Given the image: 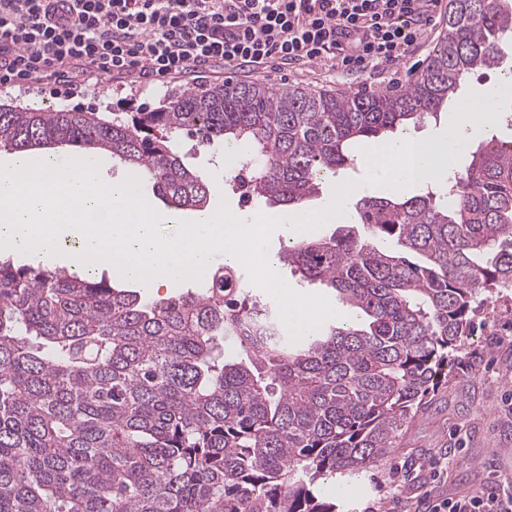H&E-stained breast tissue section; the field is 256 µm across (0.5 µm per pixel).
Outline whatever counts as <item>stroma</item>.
<instances>
[{
  "mask_svg": "<svg viewBox=\"0 0 512 512\" xmlns=\"http://www.w3.org/2000/svg\"><path fill=\"white\" fill-rule=\"evenodd\" d=\"M447 4H440L423 45L399 65L356 77L321 64L297 69L269 65L259 81L274 86L298 85L319 91L361 93L408 84L421 72L434 46L448 35ZM192 77L163 78L148 84L91 80L84 95L52 94L49 86L1 88L0 101L96 112L112 119L117 112H137L160 106L168 95L194 88ZM185 163L209 180V205L227 202L244 213L277 215L276 204L256 206L242 201L230 181L215 179L220 153L182 139ZM479 308L469 336L448 367V382L431 396L404 428L396 448L362 475L325 482L336 512H390L393 500L403 505L420 498L455 497L473 493L490 482L512 478V288L479 294ZM448 457L446 474L416 470L415 461Z\"/></svg>",
  "mask_w": 512,
  "mask_h": 512,
  "instance_id": "stroma-1",
  "label": "stroma"
}]
</instances>
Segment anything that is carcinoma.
I'll list each match as a JSON object with an SVG mask.
<instances>
[{
  "mask_svg": "<svg viewBox=\"0 0 512 512\" xmlns=\"http://www.w3.org/2000/svg\"><path fill=\"white\" fill-rule=\"evenodd\" d=\"M448 38L414 83L378 93L229 82L146 112L0 103V153L57 146L139 174L175 210L208 182L174 148L233 146L261 165L244 197L294 208L359 146L438 117L496 68L512 0H449ZM446 187L361 196L360 230L278 254L364 325L290 341L235 267L155 299L77 270L0 258V512H336L320 482L369 470L448 379L478 294L512 284V140L475 136ZM246 360L224 362V345Z\"/></svg>",
  "mask_w": 512,
  "mask_h": 512,
  "instance_id": "1",
  "label": "carcinoma"
}]
</instances>
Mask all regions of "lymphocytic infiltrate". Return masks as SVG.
<instances>
[{
  "label": "lymphocytic infiltrate",
  "mask_w": 512,
  "mask_h": 512,
  "mask_svg": "<svg viewBox=\"0 0 512 512\" xmlns=\"http://www.w3.org/2000/svg\"><path fill=\"white\" fill-rule=\"evenodd\" d=\"M440 0H0V86L84 75L147 83L213 67L321 63L360 73L419 48ZM421 512H512V482L423 500Z\"/></svg>",
  "instance_id": "f902f5d3"
}]
</instances>
